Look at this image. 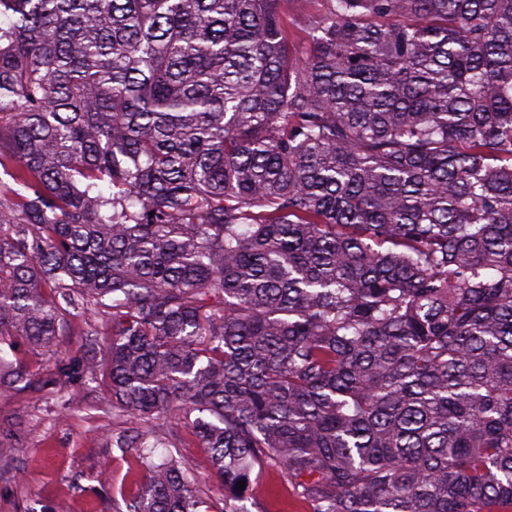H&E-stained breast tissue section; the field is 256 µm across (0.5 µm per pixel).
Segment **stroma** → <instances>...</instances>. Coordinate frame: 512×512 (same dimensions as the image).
<instances>
[{
  "label": "stroma",
  "instance_id": "obj_1",
  "mask_svg": "<svg viewBox=\"0 0 512 512\" xmlns=\"http://www.w3.org/2000/svg\"><path fill=\"white\" fill-rule=\"evenodd\" d=\"M99 329L97 315L76 317L50 346L21 349L20 357L45 376L59 360L101 351L106 338ZM125 425L104 382L0 389V512H126L124 500L140 490L144 468L135 450L119 451L108 440ZM159 425L174 455L197 475L198 493L221 512L224 487L207 449L188 425L168 418ZM246 494L269 512H311L275 472L252 478Z\"/></svg>",
  "mask_w": 512,
  "mask_h": 512
}]
</instances>
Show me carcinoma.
Masks as SVG:
<instances>
[{
    "label": "carcinoma",
    "mask_w": 512,
    "mask_h": 512,
    "mask_svg": "<svg viewBox=\"0 0 512 512\" xmlns=\"http://www.w3.org/2000/svg\"><path fill=\"white\" fill-rule=\"evenodd\" d=\"M0 0V386L73 311L145 468L209 512L512 506V0ZM169 440L177 448H158L157 459L162 452L170 450L179 458L182 463L192 469L198 477L195 485L199 494L209 499L213 510L224 508V486L210 467L209 454L206 448L200 446L199 440L195 437L192 429L184 424L169 418L156 420ZM246 496L264 501L272 512H311L310 506L295 497L287 482L275 472L257 478L253 473Z\"/></svg>",
    "instance_id": "obj_1"
}]
</instances>
